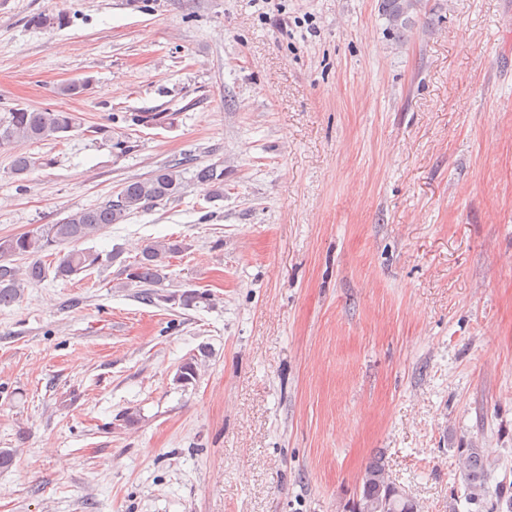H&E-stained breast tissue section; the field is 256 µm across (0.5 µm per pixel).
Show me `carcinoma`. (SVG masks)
<instances>
[{
  "instance_id": "carcinoma-1",
  "label": "carcinoma",
  "mask_w": 512,
  "mask_h": 512,
  "mask_svg": "<svg viewBox=\"0 0 512 512\" xmlns=\"http://www.w3.org/2000/svg\"><path fill=\"white\" fill-rule=\"evenodd\" d=\"M422 0H380L379 12L386 21L388 32L399 39L411 27ZM80 127L79 118L71 112L30 109L16 106L0 117V149L11 150L19 142H42L61 137ZM174 162L156 170L145 179H132L123 184L117 199L70 213L54 224H43L32 232L0 238V307L20 301L25 284L40 281L54 272L58 280H71L104 262L114 263L120 252L104 256L92 249H80L78 244L108 224H119L129 215L146 211L166 203L182 190L180 167ZM195 180L202 185L210 200L224 197V169L216 164L196 170ZM65 245L71 246L67 252ZM187 250L180 240L162 239L144 245L130 264L120 268L125 284L141 289L140 297L148 305L178 301L188 308L207 300V294L185 290L174 296L163 291L168 279L169 259ZM55 256L56 265L48 268L45 257ZM25 256L31 263L20 272L12 258ZM207 357V350L199 348L182 362L174 375V384L186 387L199 379V360ZM465 497L479 502L486 496L488 484V455L484 448L458 449ZM380 508L383 512H421L419 503L410 496L398 493L390 481L382 457H374L365 467L360 479L353 512H365V506Z\"/></svg>"
}]
</instances>
